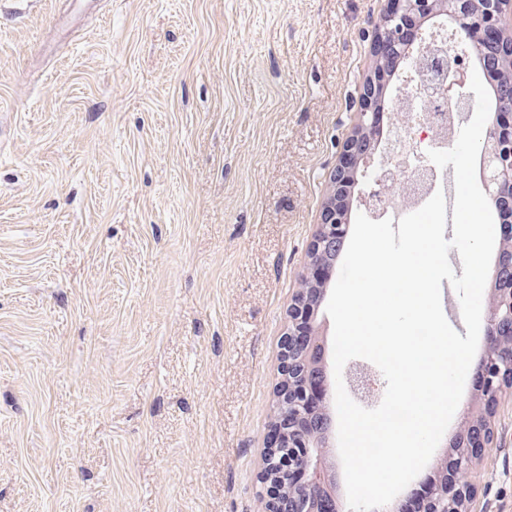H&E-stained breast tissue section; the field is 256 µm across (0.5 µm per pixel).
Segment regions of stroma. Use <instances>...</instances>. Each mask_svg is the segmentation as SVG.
<instances>
[{"instance_id":"35a3bbf8","label":"stroma","mask_w":512,"mask_h":512,"mask_svg":"<svg viewBox=\"0 0 512 512\" xmlns=\"http://www.w3.org/2000/svg\"><path fill=\"white\" fill-rule=\"evenodd\" d=\"M384 0L0 4V512H265L280 343ZM468 512H512V398Z\"/></svg>"}]
</instances>
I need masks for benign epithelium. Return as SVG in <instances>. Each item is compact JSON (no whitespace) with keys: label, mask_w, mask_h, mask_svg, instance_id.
I'll use <instances>...</instances> for the list:
<instances>
[{"label":"benign epithelium","mask_w":512,"mask_h":512,"mask_svg":"<svg viewBox=\"0 0 512 512\" xmlns=\"http://www.w3.org/2000/svg\"><path fill=\"white\" fill-rule=\"evenodd\" d=\"M432 19L456 27L487 72L508 76L495 84L496 108L488 117L492 134L481 154L486 162L483 187L500 209V246L491 266L494 287L487 291L484 315V352L474 363L480 399L468 407L467 421L446 450L452 469L448 480L431 490L424 512H462L473 492L470 473L493 443L491 418L503 388L512 386V0H386L372 40L373 74L360 92L356 126L342 146L329 175L331 190L323 203L320 223L310 244L301 288L288 307V326L281 343V381L272 405L273 426L266 447L273 453L288 446L292 454L273 458L263 481L269 485L267 512H336L335 473L328 465L331 418L335 403L333 361L312 324L331 288L328 269L338 262L349 235L346 213L336 207V196L354 188L357 174L372 160L397 154L395 136H380L375 110L385 106L386 90L379 77L400 66L407 51V25ZM404 194L394 182L379 178L373 187L357 191L358 205L376 221L387 207H398ZM349 384L371 394L373 379L362 369L346 373ZM319 393V408L311 407L307 393ZM288 477L296 491L284 496L269 470Z\"/></svg>","instance_id":"benign-epithelium-1"}]
</instances>
